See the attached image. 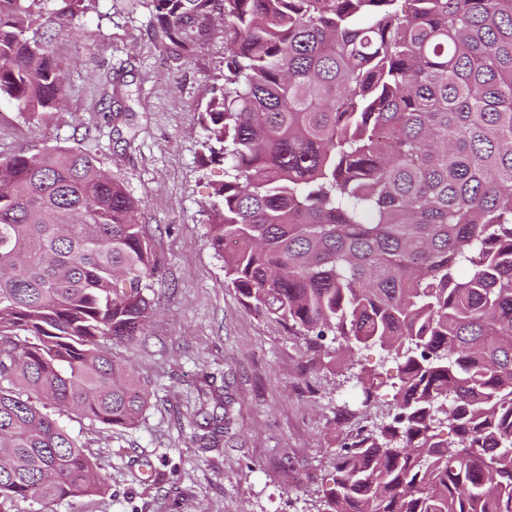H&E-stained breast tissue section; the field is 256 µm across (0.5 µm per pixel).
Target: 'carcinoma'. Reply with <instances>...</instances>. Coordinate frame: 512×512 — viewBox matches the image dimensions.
<instances>
[{
  "mask_svg": "<svg viewBox=\"0 0 512 512\" xmlns=\"http://www.w3.org/2000/svg\"><path fill=\"white\" fill-rule=\"evenodd\" d=\"M85 10L0 0V99L66 106L53 41ZM216 15L224 282L361 388L334 411L323 512H512V0H155L151 23L189 53ZM141 207L79 146L0 156V512L104 491L56 411L114 429L150 406L100 345L154 311ZM367 347L398 363L384 403L355 371ZM200 392V427L229 432L224 387Z\"/></svg>",
  "mask_w": 512,
  "mask_h": 512,
  "instance_id": "cac0c4a2",
  "label": "carcinoma"
}]
</instances>
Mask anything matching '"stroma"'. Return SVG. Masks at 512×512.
<instances>
[{"label": "stroma", "mask_w": 512, "mask_h": 512, "mask_svg": "<svg viewBox=\"0 0 512 512\" xmlns=\"http://www.w3.org/2000/svg\"><path fill=\"white\" fill-rule=\"evenodd\" d=\"M152 10V0H90L74 19L79 37L56 45L70 62L66 109L29 114L0 102V155L81 145L141 200L161 262L143 336L113 349L148 385L150 408L130 429L60 416L104 494L19 501L12 512H319L333 479V408L359 403L361 392L330 390L334 366L309 373L303 343L225 285L224 260L209 242L212 187L224 166L203 144L224 25L195 27L186 56L155 37ZM354 358L391 399L396 363L377 348ZM206 377L232 396L234 424L204 448L186 418Z\"/></svg>", "instance_id": "1"}]
</instances>
